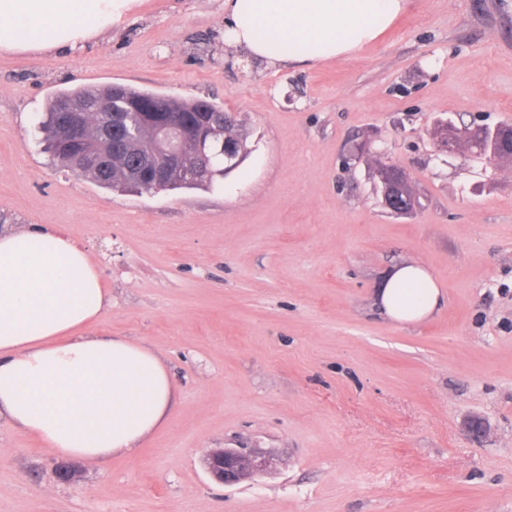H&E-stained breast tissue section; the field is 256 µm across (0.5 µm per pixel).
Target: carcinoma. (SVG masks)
<instances>
[{
  "instance_id": "carcinoma-1",
  "label": "carcinoma",
  "mask_w": 512,
  "mask_h": 512,
  "mask_svg": "<svg viewBox=\"0 0 512 512\" xmlns=\"http://www.w3.org/2000/svg\"><path fill=\"white\" fill-rule=\"evenodd\" d=\"M224 115V108L203 99L185 100L136 90L122 84L85 86L54 95L37 124L40 142L53 162L71 169L100 187L114 191L152 193L166 190L204 188L220 179L224 157L218 148L204 144L203 150L189 147L182 167L154 182L141 165L139 138L148 128L169 119L183 121L197 133L211 127ZM81 129L80 136L66 144L60 136L64 124ZM124 142L123 161L100 167L85 162L87 150L104 151L103 140Z\"/></svg>"
}]
</instances>
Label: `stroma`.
<instances>
[{
  "instance_id": "1",
  "label": "stroma",
  "mask_w": 512,
  "mask_h": 512,
  "mask_svg": "<svg viewBox=\"0 0 512 512\" xmlns=\"http://www.w3.org/2000/svg\"><path fill=\"white\" fill-rule=\"evenodd\" d=\"M110 83L223 106L246 160L151 194L55 164L47 103ZM440 119L512 124V0H406L350 56L279 67L226 43L224 0H138L77 56L0 52V229L79 242L108 293L91 334L149 345L174 383L164 426L70 485L0 420V512H512V164L439 151ZM375 157L412 215L383 207ZM405 262L444 291L418 325L375 305ZM214 448L273 467L219 485ZM372 174L378 179L387 209L397 214H408L417 209L418 197L401 168L393 164H378Z\"/></svg>"
}]
</instances>
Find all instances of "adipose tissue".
<instances>
[{
    "mask_svg": "<svg viewBox=\"0 0 512 512\" xmlns=\"http://www.w3.org/2000/svg\"><path fill=\"white\" fill-rule=\"evenodd\" d=\"M135 0H0V51L73 55L127 16ZM404 0H224L231 43L270 62H322L368 45ZM443 294L419 263L378 292L399 324L432 316ZM107 297L82 245L58 230L0 232V419L56 455L104 464L166 421L173 384L145 345L87 336Z\"/></svg>",
    "mask_w": 512,
    "mask_h": 512,
    "instance_id": "ef3b65f1",
    "label": "adipose tissue"
}]
</instances>
